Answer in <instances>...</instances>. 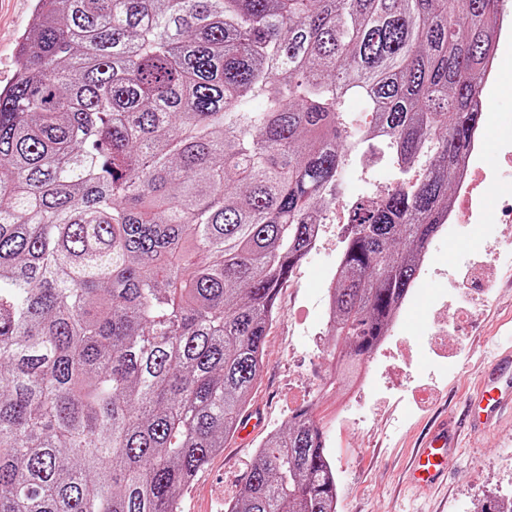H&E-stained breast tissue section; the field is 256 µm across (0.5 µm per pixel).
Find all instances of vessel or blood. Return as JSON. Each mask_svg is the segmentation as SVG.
<instances>
[{
	"instance_id": "obj_1",
	"label": "vessel or blood",
	"mask_w": 512,
	"mask_h": 512,
	"mask_svg": "<svg viewBox=\"0 0 512 512\" xmlns=\"http://www.w3.org/2000/svg\"><path fill=\"white\" fill-rule=\"evenodd\" d=\"M512 402V350L503 352L493 373L485 379L473 404L477 413H493L503 401ZM460 434L448 421H440L416 449L408 472L409 484L418 491L432 487L445 474L459 446Z\"/></svg>"
}]
</instances>
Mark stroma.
I'll use <instances>...</instances> for the list:
<instances>
[{
    "instance_id": "1",
    "label": "stroma",
    "mask_w": 512,
    "mask_h": 512,
    "mask_svg": "<svg viewBox=\"0 0 512 512\" xmlns=\"http://www.w3.org/2000/svg\"><path fill=\"white\" fill-rule=\"evenodd\" d=\"M36 0H0V88L20 62L21 36ZM498 109L485 113L480 133L487 143L483 167L512 183V157L501 148L512 131V94L496 91ZM346 210L329 213L316 252L294 269L279 291L276 317L265 342L264 367L252 392L258 419L249 442L228 439L180 499L182 512H224L250 469L258 446L283 429L301 407L320 422L340 488L338 512H478L489 497L512 498V415L484 432L462 437L445 485L421 498L402 484L410 451L435 421L458 420L470 393L512 333V252L486 263L487 238L512 241V224L443 225L431 245L436 265L420 271L417 287L447 296L445 308L421 302L399 328L390 330L384 351L372 361L388 370L389 384L372 395L348 400L352 382L337 379L329 351L320 345L322 323L318 277L338 263L345 247ZM489 281L491 290H463L462 282ZM468 298L470 314L458 313ZM448 332V368L423 336L435 324Z\"/></svg>"
}]
</instances>
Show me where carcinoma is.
Segmentation results:
<instances>
[{
  "instance_id": "cac0c4a2",
  "label": "carcinoma",
  "mask_w": 512,
  "mask_h": 512,
  "mask_svg": "<svg viewBox=\"0 0 512 512\" xmlns=\"http://www.w3.org/2000/svg\"><path fill=\"white\" fill-rule=\"evenodd\" d=\"M501 0H36L0 90V512H180L364 147L330 336L388 335L468 156ZM351 96L364 119L343 110ZM306 409L226 512H336ZM362 169H363L362 163L359 162V160L357 159L356 164L351 167V169L349 170V172L347 174L345 189H344V192L340 195V197L355 198L356 194L358 192H360V191H357L355 189V187L358 184H362V179L364 178L363 176L365 173H366L368 180H366V184H364V187L361 190V192L370 190V185H369L370 183L372 184L373 190H375L376 187H379V189L385 190V188H387L388 185L392 184L391 172L386 166L378 165V166L371 167V169L368 172L364 171V174H362Z\"/></svg>"
}]
</instances>
